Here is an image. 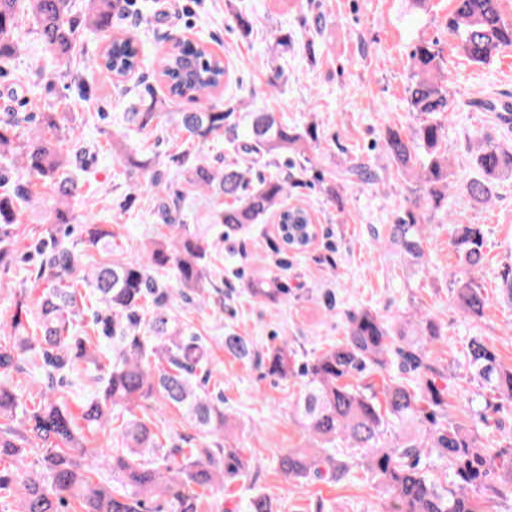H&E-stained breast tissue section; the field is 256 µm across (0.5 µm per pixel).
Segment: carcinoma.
<instances>
[{"label":"carcinoma","mask_w":512,"mask_h":512,"mask_svg":"<svg viewBox=\"0 0 512 512\" xmlns=\"http://www.w3.org/2000/svg\"><path fill=\"white\" fill-rule=\"evenodd\" d=\"M74 0H0V61L17 50L18 13L36 20L45 48L67 53L76 34ZM123 12V0H86L82 21L106 36L103 52L93 66L120 77L134 70L139 51L126 33L112 27ZM449 26L458 48L471 63L485 65L504 47L512 46V23L501 11V0H456ZM414 73L406 90L408 111L427 116L409 137L398 129L384 133L391 163L404 172H418L438 209L448 200V157L442 150L446 114L452 102L434 45L419 42L410 54ZM160 76L169 97L195 100L221 87L226 67L207 47L177 41L159 59ZM139 130L171 125L184 134L176 156L178 172L186 174L189 190L213 197L210 221L220 226L227 242L272 216L283 225L298 217L304 237L285 245L302 251L315 238L310 213L288 207L292 182L276 172L251 183L236 161L216 166L200 157L196 147L222 137L230 155L254 154L269 166L292 152L307 170V150L319 142L314 125L302 130L275 113L256 107L249 112L244 133L235 112L201 106L181 112H160L154 99L139 98L125 113ZM69 137L59 112H37L32 118L7 112L0 117V157L16 155L27 180L11 182L0 176V262L15 252L16 224L34 189L49 192L53 206L49 235L31 245L26 260L35 261L30 294L33 304H15L10 322L0 324L8 343L0 345V459L18 457L26 445L43 451L41 473L0 468V491L14 489L18 512H203V490H224L248 476L250 450L226 437L224 396L202 389L198 377L211 373L209 339L173 314L170 289L155 274L171 271L175 291L191 302L203 297L209 281L212 244L186 227L184 193L172 192L168 178L147 160L126 152L127 164L147 178L154 214L169 232L158 240L144 261L112 258V231L84 218L75 208L78 181ZM476 174L467 182L470 196L481 203L495 195L496 181L512 173V152L489 139L474 158ZM340 177L350 183L376 178L359 164L348 165ZM422 216L408 210L387 227L384 241L414 264H424L427 238ZM81 225V237L71 239L70 225ZM452 245L460 263L475 270L485 260L484 234L476 224H457ZM255 297L288 294L276 280L250 284ZM455 301L469 318L484 314L488 299L472 280L457 281ZM409 336L371 309L346 316L342 339L298 364L288 344L269 348L259 357L254 341L233 328L224 330V351L242 361L260 359L267 375L301 380L295 402L313 439L310 448H291L278 457L279 471L291 481L309 477L337 480L352 473L343 459L358 454L369 482L393 501L391 512H487L494 499L512 498V442L488 448L448 412V378L429 356L430 345L444 339L436 322L422 316ZM465 362L480 392L459 391L457 410L476 412L512 407V367L503 365L494 349L478 338L467 346ZM100 373L99 388L84 396L81 414L71 411L76 388L84 387L89 368ZM30 370L37 396L13 384V373ZM381 376V388L362 383ZM357 383H352V380ZM178 409L200 431L192 448L165 447L148 403ZM84 425H79L78 421ZM114 420L120 447L112 449V481L103 479L82 459L96 455L85 432L98 431ZM272 501L255 495L242 512H271Z\"/></svg>","instance_id":"1"}]
</instances>
